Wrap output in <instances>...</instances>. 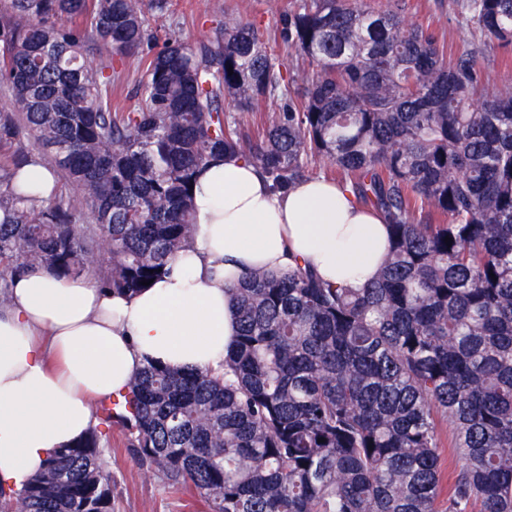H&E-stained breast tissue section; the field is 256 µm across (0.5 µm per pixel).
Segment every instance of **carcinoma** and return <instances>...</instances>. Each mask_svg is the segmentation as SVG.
Returning <instances> with one entry per match:
<instances>
[{
    "instance_id": "cac0c4a2",
    "label": "carcinoma",
    "mask_w": 512,
    "mask_h": 512,
    "mask_svg": "<svg viewBox=\"0 0 512 512\" xmlns=\"http://www.w3.org/2000/svg\"><path fill=\"white\" fill-rule=\"evenodd\" d=\"M8 3L1 309L37 265L146 289L197 234L192 184L217 153L278 190L327 159L387 221L362 288L298 266L227 289L238 335L224 372L144 366L120 416L138 461L194 487L209 512H512V85L488 89L475 52L445 59L435 32L395 6L296 0L282 38L308 68L288 77L259 28L218 2L208 36L188 44L171 30L148 53L146 11L169 15L174 0ZM462 9L512 44V0ZM95 47L105 54L92 65ZM131 58L146 80L137 106L114 112V63ZM275 99L254 138L224 111ZM26 140L64 192L16 185ZM439 417L462 459L441 510ZM0 512H112L100 432L58 450L22 494L0 487Z\"/></svg>"
}]
</instances>
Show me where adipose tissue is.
Wrapping results in <instances>:
<instances>
[{
  "mask_svg": "<svg viewBox=\"0 0 512 512\" xmlns=\"http://www.w3.org/2000/svg\"><path fill=\"white\" fill-rule=\"evenodd\" d=\"M198 234L151 288L115 294L90 276L17 275L0 309V487L18 495L94 425L96 402L147 363L223 371L238 332L228 288L248 269L301 264L359 287L389 239L377 212L322 178L273 191L254 164L215 155L193 187Z\"/></svg>",
  "mask_w": 512,
  "mask_h": 512,
  "instance_id": "1",
  "label": "adipose tissue"
}]
</instances>
